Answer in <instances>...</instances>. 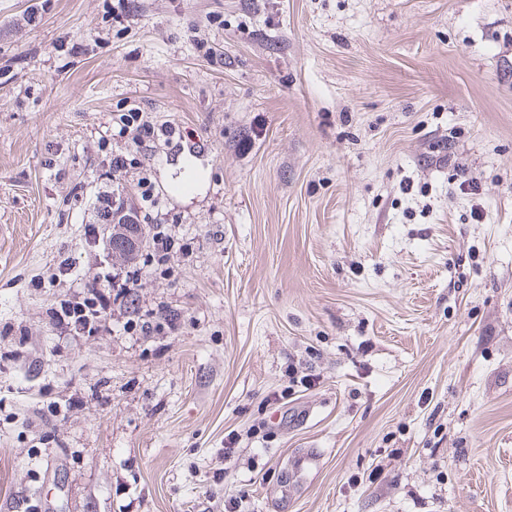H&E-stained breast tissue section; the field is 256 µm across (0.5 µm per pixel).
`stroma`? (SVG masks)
I'll return each instance as SVG.
<instances>
[{"label":"stroma","mask_w":512,"mask_h":512,"mask_svg":"<svg viewBox=\"0 0 512 512\" xmlns=\"http://www.w3.org/2000/svg\"><path fill=\"white\" fill-rule=\"evenodd\" d=\"M0 512H512V0H0ZM119 130L117 136L124 137V148H120L109 155L108 174L112 172V177L126 175L131 168V161L128 156L134 149L146 146L147 141H153L159 136H173L176 132L172 128H157L154 124L144 119V112H139L137 107L130 108L129 111L119 118ZM97 211V224H126L123 246L128 249H137L143 242V234L139 226L130 219L128 213H124V206L120 198L105 193L99 199ZM122 222V223H121ZM127 222L129 224H127ZM177 238L168 233L164 224H152L149 227V252L145 254L150 260L164 262L169 253L175 248ZM144 257L141 255L126 263L119 271L104 269L91 279L80 283L82 292L60 300V310L52 311V322L64 336H91L107 330V319L112 318L113 302L130 295L137 286L135 269ZM137 259V260H136Z\"/></svg>","instance_id":"stroma-1"}]
</instances>
